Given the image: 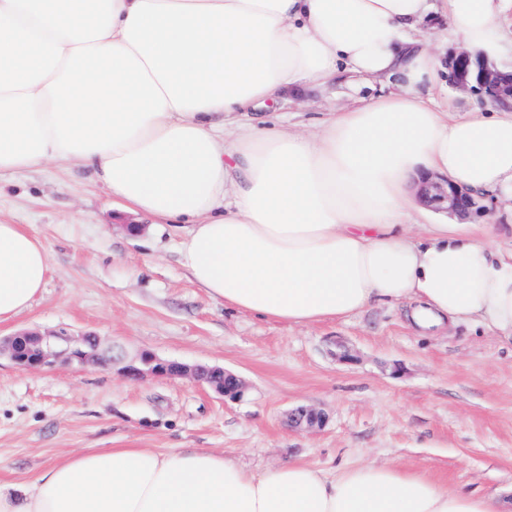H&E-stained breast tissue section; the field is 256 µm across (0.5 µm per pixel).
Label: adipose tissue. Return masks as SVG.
<instances>
[{
	"mask_svg": "<svg viewBox=\"0 0 512 512\" xmlns=\"http://www.w3.org/2000/svg\"><path fill=\"white\" fill-rule=\"evenodd\" d=\"M440 11L477 51L512 0H0V172L74 162L123 208L187 225L183 263L225 307L309 326L403 305L421 335L467 323L512 347V250L496 228L416 224L422 178L512 197V109L436 103L421 36ZM348 75L397 77L288 128L259 108ZM49 255L0 221V322ZM500 495L390 466L256 473L204 449L91 448L0 512H504Z\"/></svg>",
	"mask_w": 512,
	"mask_h": 512,
	"instance_id": "1",
	"label": "adipose tissue"
}]
</instances>
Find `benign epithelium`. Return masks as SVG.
Masks as SVG:
<instances>
[{"label": "benign epithelium", "mask_w": 512, "mask_h": 512, "mask_svg": "<svg viewBox=\"0 0 512 512\" xmlns=\"http://www.w3.org/2000/svg\"><path fill=\"white\" fill-rule=\"evenodd\" d=\"M448 85L453 89L474 94L484 103L509 105L512 103V73L490 62L487 57L473 50L457 48L448 55ZM421 196L425 203L436 210L450 214H485L487 208L475 196L441 178L423 181ZM24 367L37 368L56 362L85 365L100 364L103 357L100 342L91 334L80 336L65 333L43 335L23 331L0 343V351ZM123 375L138 378L146 373L155 376L192 375L208 384L216 392L231 398H242L246 385L235 373L222 367L185 364L165 361L151 353L140 357V365L122 368ZM324 416L309 408L301 407L291 414L296 426H320Z\"/></svg>", "instance_id": "1"}]
</instances>
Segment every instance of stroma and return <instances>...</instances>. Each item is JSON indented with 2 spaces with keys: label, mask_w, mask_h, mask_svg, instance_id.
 <instances>
[{
  "label": "stroma",
  "mask_w": 512,
  "mask_h": 512,
  "mask_svg": "<svg viewBox=\"0 0 512 512\" xmlns=\"http://www.w3.org/2000/svg\"><path fill=\"white\" fill-rule=\"evenodd\" d=\"M350 95L339 79L278 109L295 122ZM0 220L26 225L50 259L42 293L0 323V338L92 334L114 358L24 368L0 356L4 478L30 480L86 448H199L260 472L293 458L325 472L387 464L512 500V348L494 336L460 325L423 338L385 305L303 327L225 308L183 265L179 226L126 212L68 163L1 173ZM339 341L351 360H337ZM145 352L230 370L245 395L231 400L191 377H124ZM299 406L325 424L291 426Z\"/></svg>",
  "instance_id": "obj_1"
}]
</instances>
